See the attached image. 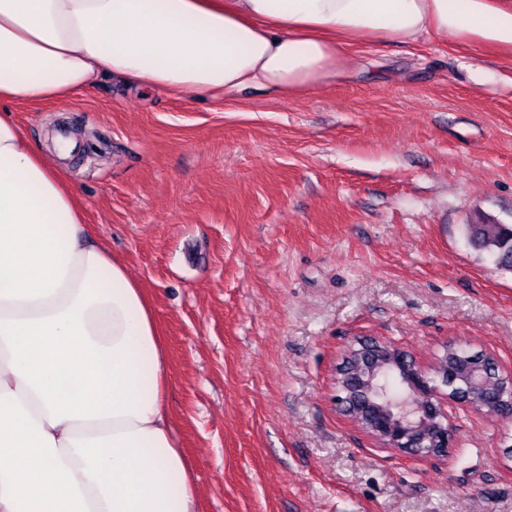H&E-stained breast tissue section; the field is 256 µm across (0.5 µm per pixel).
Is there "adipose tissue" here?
<instances>
[{
	"label": "adipose tissue",
	"instance_id": "adipose-tissue-1",
	"mask_svg": "<svg viewBox=\"0 0 512 512\" xmlns=\"http://www.w3.org/2000/svg\"><path fill=\"white\" fill-rule=\"evenodd\" d=\"M512 51V0H0V512H197L148 297L14 108L100 76L189 98L335 81L362 38Z\"/></svg>",
	"mask_w": 512,
	"mask_h": 512
}]
</instances>
